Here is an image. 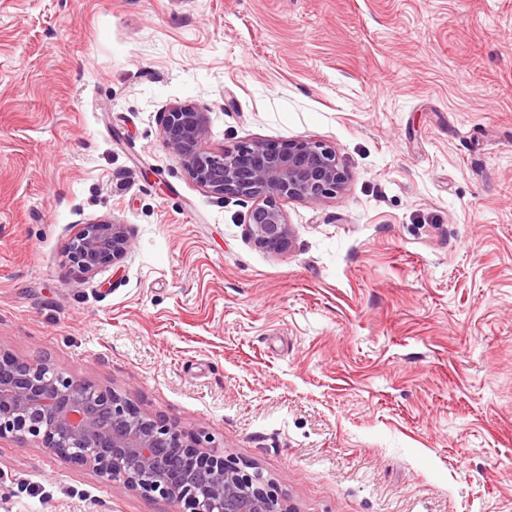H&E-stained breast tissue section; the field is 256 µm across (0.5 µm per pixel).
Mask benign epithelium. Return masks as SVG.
<instances>
[{"instance_id": "benign-epithelium-1", "label": "benign epithelium", "mask_w": 512, "mask_h": 512, "mask_svg": "<svg viewBox=\"0 0 512 512\" xmlns=\"http://www.w3.org/2000/svg\"><path fill=\"white\" fill-rule=\"evenodd\" d=\"M161 132L165 147L201 188L253 202L252 238L273 253L291 246L281 202L334 197L347 181L336 150L321 141H252L209 149L207 112L192 104L169 105ZM130 249L125 225L108 220L82 225L68 244L67 258L91 274ZM9 436L35 439L111 484L173 503L178 512H298L261 472L224 456L209 433L187 432L142 412L120 391L0 351V439Z\"/></svg>"}]
</instances>
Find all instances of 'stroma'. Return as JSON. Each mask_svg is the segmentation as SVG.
I'll list each match as a JSON object with an SVG mask.
<instances>
[{
  "mask_svg": "<svg viewBox=\"0 0 512 512\" xmlns=\"http://www.w3.org/2000/svg\"><path fill=\"white\" fill-rule=\"evenodd\" d=\"M334 146L251 201L165 148ZM132 250L90 275L80 225ZM0 349L204 430L300 512H512V0H0ZM0 439V512H175ZM161 132L165 147L201 188L253 202L248 218L252 238L273 253L291 246V225L282 201L335 197L347 181L336 150L321 141H252L209 149L207 112L192 104H170L163 112ZM130 249L125 225L108 220L83 224L68 244L67 258L81 273L92 274L101 263L121 259Z\"/></svg>",
  "mask_w": 512,
  "mask_h": 512,
  "instance_id": "stroma-1",
  "label": "stroma"
}]
</instances>
